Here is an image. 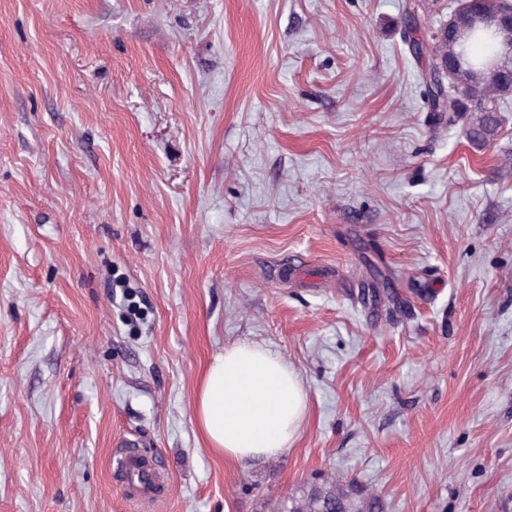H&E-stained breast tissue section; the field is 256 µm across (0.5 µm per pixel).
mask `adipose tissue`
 <instances>
[{
  "label": "adipose tissue",
  "instance_id": "adipose-tissue-1",
  "mask_svg": "<svg viewBox=\"0 0 512 512\" xmlns=\"http://www.w3.org/2000/svg\"><path fill=\"white\" fill-rule=\"evenodd\" d=\"M195 415L211 447L244 462L288 448L305 416V394L280 354L239 343L213 357Z\"/></svg>",
  "mask_w": 512,
  "mask_h": 512
}]
</instances>
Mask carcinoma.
<instances>
[{"label": "carcinoma", "mask_w": 512, "mask_h": 512, "mask_svg": "<svg viewBox=\"0 0 512 512\" xmlns=\"http://www.w3.org/2000/svg\"><path fill=\"white\" fill-rule=\"evenodd\" d=\"M505 0H458L450 24L442 25L427 44L417 37L420 19L406 10L402 41L419 59L433 54V66L421 74L424 108L452 124L471 114L467 134L486 143L497 134L496 104L512 97V61L503 58L499 29L487 23L503 14ZM277 512H383L381 499L357 486L328 477L283 501Z\"/></svg>", "instance_id": "carcinoma-1"}]
</instances>
